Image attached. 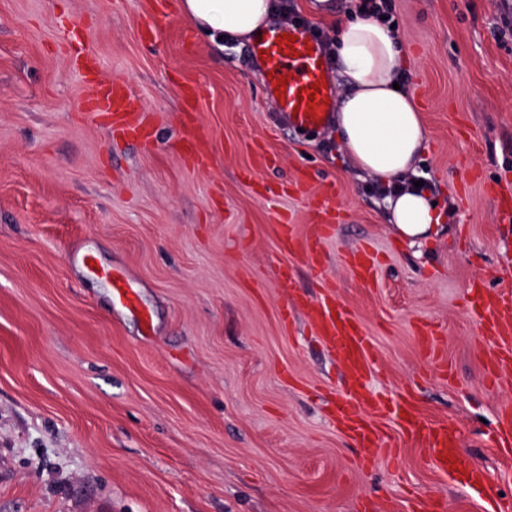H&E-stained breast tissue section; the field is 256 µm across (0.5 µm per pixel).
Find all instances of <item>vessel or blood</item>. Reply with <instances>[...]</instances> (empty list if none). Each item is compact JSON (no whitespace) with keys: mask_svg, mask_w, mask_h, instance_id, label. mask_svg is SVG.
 Returning a JSON list of instances; mask_svg holds the SVG:
<instances>
[{"mask_svg":"<svg viewBox=\"0 0 512 512\" xmlns=\"http://www.w3.org/2000/svg\"><path fill=\"white\" fill-rule=\"evenodd\" d=\"M290 35L293 46L279 48L281 35ZM251 52H263L260 64L263 85L274 101L277 112L289 127L311 133L324 130L331 119L336 103V92L329 79V63L319 41L310 27L301 24L272 26L257 36L250 44ZM85 104L95 119L106 121L117 132L150 139L153 121L144 112L130 86L123 81L105 80L99 75L95 61L85 65ZM318 84L320 91L314 101L302 100L301 94L311 84ZM184 101L183 132L173 150L182 159L202 167L207 157L202 152L194 128V114L198 108V87L187 86L181 91ZM325 196L316 198V215L319 222L310 239L301 241L294 234L291 224L281 222L280 241L290 252L315 253L316 247L327 236L332 225L326 222ZM344 262L355 279L371 284L376 276V260L368 248L354 246ZM481 316L479 326L483 338L499 341L501 354L496 368L512 371V327L503 323L512 316V293L490 292L484 281H475ZM310 322L315 326L324 346L331 350L343 366L348 377V399L332 405L330 418L352 433L362 450L363 466H372L373 453L384 450L386 457H393V450L383 447V438L374 421L379 417H395L401 437L423 441L427 456L434 467L445 474L458 472L464 483L472 488L487 489L485 473L471 467L459 449V436L455 427L448 424H425L414 411L409 399L393 400L373 394L367 381L376 358V347L354 313L338 303L334 293L323 294L319 299L306 302Z\"/></svg>","mask_w":512,"mask_h":512,"instance_id":"obj_1","label":"vessel or blood"}]
</instances>
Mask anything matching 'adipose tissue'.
I'll return each mask as SVG.
<instances>
[{
	"label": "adipose tissue",
	"instance_id": "obj_1",
	"mask_svg": "<svg viewBox=\"0 0 512 512\" xmlns=\"http://www.w3.org/2000/svg\"><path fill=\"white\" fill-rule=\"evenodd\" d=\"M181 9L213 41L251 40L277 14L272 0H182ZM333 60L344 83L333 123L352 166L384 186L415 173L427 132L412 96L394 87L406 59L391 29L373 18L337 21ZM383 206L392 233L409 245L444 229L427 189L408 185Z\"/></svg>",
	"mask_w": 512,
	"mask_h": 512
}]
</instances>
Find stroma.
Instances as JSON below:
<instances>
[{
    "label": "stroma",
    "mask_w": 512,
    "mask_h": 512,
    "mask_svg": "<svg viewBox=\"0 0 512 512\" xmlns=\"http://www.w3.org/2000/svg\"><path fill=\"white\" fill-rule=\"evenodd\" d=\"M149 3L0 0V512H407L416 494L484 512L413 441L364 469L327 420L347 378L303 308L280 316L281 269L297 295L319 288L273 216L306 238L329 186L337 219L318 258L376 345L371 387L455 424L491 491L512 495V453L488 440L512 373L490 378L465 297L477 276L512 292V223L496 207L512 194V0H392L401 86L428 133L418 172L446 212L420 248L390 234L335 127L280 118L247 46L216 48L178 11L151 40ZM84 57L130 84L155 120L149 143L85 112ZM188 83L202 168L171 148ZM361 242L380 259L368 287L341 262Z\"/></svg>",
    "instance_id": "1"
}]
</instances>
